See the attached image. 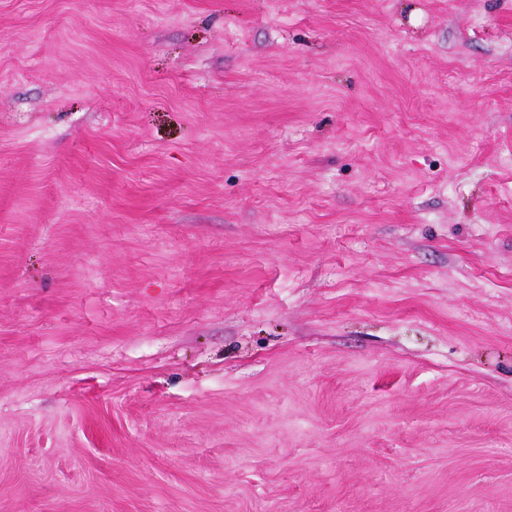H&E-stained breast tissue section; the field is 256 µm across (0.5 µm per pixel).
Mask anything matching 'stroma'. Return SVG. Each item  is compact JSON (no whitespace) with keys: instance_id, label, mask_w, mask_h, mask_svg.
Returning <instances> with one entry per match:
<instances>
[{"instance_id":"obj_1","label":"stroma","mask_w":512,"mask_h":512,"mask_svg":"<svg viewBox=\"0 0 512 512\" xmlns=\"http://www.w3.org/2000/svg\"><path fill=\"white\" fill-rule=\"evenodd\" d=\"M0 512H512V0H0Z\"/></svg>"}]
</instances>
